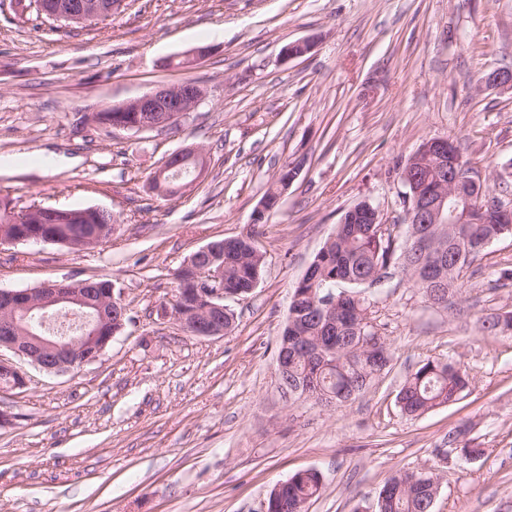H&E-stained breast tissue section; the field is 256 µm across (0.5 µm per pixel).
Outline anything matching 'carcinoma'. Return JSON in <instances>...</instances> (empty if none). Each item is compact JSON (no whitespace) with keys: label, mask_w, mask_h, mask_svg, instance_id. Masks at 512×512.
Instances as JSON below:
<instances>
[{"label":"carcinoma","mask_w":512,"mask_h":512,"mask_svg":"<svg viewBox=\"0 0 512 512\" xmlns=\"http://www.w3.org/2000/svg\"><path fill=\"white\" fill-rule=\"evenodd\" d=\"M24 12L53 21L60 0H17ZM139 112H114L107 106L91 115V120L107 125L113 119L135 124ZM464 171L469 162L460 151L451 156L432 157L420 172L418 185L433 181L441 165ZM57 220L50 232L64 243L97 225L94 216L77 218L71 210L55 208ZM429 237L416 239L407 234L404 246L396 248L390 227L378 230L366 214H344L336 225L335 239L328 240L313 259L299 292L301 315L291 330L282 333L278 352L285 354L288 378L308 391L305 399L316 404L342 405L376 378L382 368V352H390L386 341L382 350L365 352L359 347L361 330L367 329L371 302L363 296L365 289L381 284L388 269L398 267L427 302L439 291H450L463 272L470 268L480 251L474 249L481 238L495 235L500 229L499 215L487 212L483 224H431ZM264 253L243 242L224 248V293L244 295L252 281L261 275ZM344 289H338V286ZM338 297L336 309L323 310L312 298L328 290ZM482 329L494 336L512 335V312L505 318L492 315ZM467 371L456 363L427 359L407 375L397 400L403 414L420 417L426 412L458 399L468 387ZM436 474L432 471L396 473L381 487L377 512H427ZM323 477L316 469L292 474L274 485L267 501L285 504L278 512H304L302 505L319 495Z\"/></svg>","instance_id":"carcinoma-1"}]
</instances>
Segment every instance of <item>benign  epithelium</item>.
<instances>
[{
	"label": "benign epithelium",
	"instance_id": "1",
	"mask_svg": "<svg viewBox=\"0 0 512 512\" xmlns=\"http://www.w3.org/2000/svg\"><path fill=\"white\" fill-rule=\"evenodd\" d=\"M104 0H66L60 5L64 17L72 24L82 25L96 15L105 12ZM484 83L489 87L512 88V71L498 70L489 74ZM205 98L204 89L194 82H179L161 86L152 93L130 100L115 107L117 112H143L147 119L137 129L153 130L159 127H174ZM448 138L434 137L425 140L419 147V155L444 154ZM194 162V169L205 168L204 157L195 148H187L171 155L155 175L158 191L168 194L180 187L173 184L169 172L184 163ZM292 167L278 178V185L265 196L256 220L276 205V199L287 189L297 175ZM493 199L484 191L481 176L475 170L460 174L451 172L427 190L419 209L407 213V221L415 217L425 218L433 224H464L471 221L481 223ZM51 242L50 237L24 224L0 226V247L17 243ZM224 244L217 240L199 248L180 269L178 283L181 294L173 308H161V315L172 318L188 333L200 337L224 335V288L219 286L224 273ZM123 304L107 289L101 295L86 287L84 282L69 286L44 283L36 288L22 291L0 290V349H8L28 359L41 369L59 373L78 368L99 359L112 336L102 335L104 325L112 323V312L121 311ZM89 308L86 321L78 333L71 336L51 335L43 328L20 325L19 318L36 312L38 323L44 318L65 309ZM27 384L26 376L9 359L0 356V385L10 389H21Z\"/></svg>",
	"mask_w": 512,
	"mask_h": 512
}]
</instances>
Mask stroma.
I'll return each instance as SVG.
<instances>
[{
  "label": "stroma",
  "instance_id": "obj_1",
  "mask_svg": "<svg viewBox=\"0 0 512 512\" xmlns=\"http://www.w3.org/2000/svg\"><path fill=\"white\" fill-rule=\"evenodd\" d=\"M308 40L303 56L285 45ZM211 53L191 68L173 58ZM512 0H123L112 19L55 32L0 0V158L54 152L72 166L0 174V196L111 210V241L0 247V289L103 279L131 318L100 359L48 373L26 358L0 388V512H265L297 471L324 476L306 512H374L384 480L439 475L434 512H512V337L486 316L512 310V236L490 243L447 307L399 272L367 289L389 370L344 406L285 393L276 355L291 292L351 207L406 226L397 167L452 138L490 195L512 207ZM198 80L207 96L178 128L82 123V115ZM199 148L202 175L174 197L151 188L171 154ZM300 171L255 212L280 172ZM254 232L257 286L226 304L223 336L181 330L160 309L197 249ZM460 363L454 403L406 417L397 394L425 359ZM484 448L466 461L463 445Z\"/></svg>",
  "mask_w": 512,
  "mask_h": 512
}]
</instances>
